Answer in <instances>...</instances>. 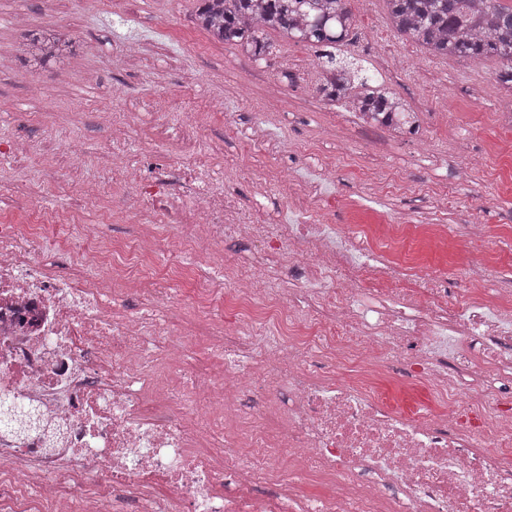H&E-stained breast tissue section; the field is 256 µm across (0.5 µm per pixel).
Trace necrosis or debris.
Wrapping results in <instances>:
<instances>
[{
  "label": "necrosis or debris",
  "mask_w": 512,
  "mask_h": 512,
  "mask_svg": "<svg viewBox=\"0 0 512 512\" xmlns=\"http://www.w3.org/2000/svg\"><path fill=\"white\" fill-rule=\"evenodd\" d=\"M138 118L113 126L94 180L80 142L45 147L82 205L127 187L135 267L72 209L0 220V512H512V294L449 301L447 274L415 264L424 224H341L330 245L310 214L320 162L298 223H260L210 181L196 121L159 127L179 155L143 176L125 147ZM161 208L178 210L173 229ZM72 228L81 253L61 268L48 253ZM228 237L252 245L244 263L220 250ZM162 250L191 253L190 303L157 271ZM201 323L223 370L187 361ZM272 326L283 342H264ZM394 361L439 409L382 397Z\"/></svg>",
  "instance_id": "1"
}]
</instances>
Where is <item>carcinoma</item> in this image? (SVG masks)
Wrapping results in <instances>:
<instances>
[{
    "mask_svg": "<svg viewBox=\"0 0 512 512\" xmlns=\"http://www.w3.org/2000/svg\"><path fill=\"white\" fill-rule=\"evenodd\" d=\"M392 28L417 42L433 57L480 60L497 58V78L512 87V3L509 0H385ZM198 25L213 38L262 60L270 53L268 31H279L319 49L326 99L347 98L359 87L360 111L366 122L388 128L409 113L410 130L418 116L409 102L372 76H363L336 49L356 27L348 0H198ZM72 42L51 30L31 39L30 55L41 66L71 53Z\"/></svg>",
    "mask_w": 512,
    "mask_h": 512,
    "instance_id": "carcinoma-1",
    "label": "carcinoma"
}]
</instances>
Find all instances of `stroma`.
<instances>
[{"label": "stroma", "instance_id": "stroma-1", "mask_svg": "<svg viewBox=\"0 0 512 512\" xmlns=\"http://www.w3.org/2000/svg\"><path fill=\"white\" fill-rule=\"evenodd\" d=\"M358 28L340 51L344 60L375 76L406 98L419 115L416 133L391 138L388 131L350 120L336 104L317 92L322 70L313 47L269 33L272 52L256 61L237 49L208 40L193 21L197 0H0V151L13 139L36 144L30 161L9 163L0 155V182L18 197L42 189L39 204L49 212L69 207L74 195L68 175L56 169L42 147L59 131L85 142V177H94L99 154L110 144L102 113L111 111L113 95L126 106L152 97H199L216 103L201 130L199 146L211 154L215 182L241 206L293 219L290 191L274 179L288 168L294 181L313 178L311 160L325 161L332 175L323 185L319 209L324 223H345L350 216L398 222L406 215H427L450 225L458 234L456 248L444 252L425 247L420 260L455 262L448 278V298L478 289L463 270L492 260L490 287L512 293V197L498 178V158L490 144L512 145V126L499 119L505 102L500 94L495 58L465 60L423 54L408 37L395 34L383 0H349ZM70 33L75 56L70 64L33 69L23 49L31 34L42 29ZM142 45L143 57L127 58L126 46ZM407 55V68L390 65L393 56ZM446 96H439L438 88ZM281 99L278 112L265 109L269 95ZM455 98L457 112L443 109L444 97ZM184 109L168 117L154 116L134 127L127 147L143 152L152 165L170 161L172 141L158 142L161 122L187 119ZM252 126L287 143L283 153H264L239 140L236 131ZM482 159L481 167L462 180L465 158ZM113 184L100 203L85 208V221L105 220L112 242L126 241L132 227L116 213L126 194ZM481 209L486 237L470 241L463 233Z\"/></svg>", "mask_w": 512, "mask_h": 512}]
</instances>
